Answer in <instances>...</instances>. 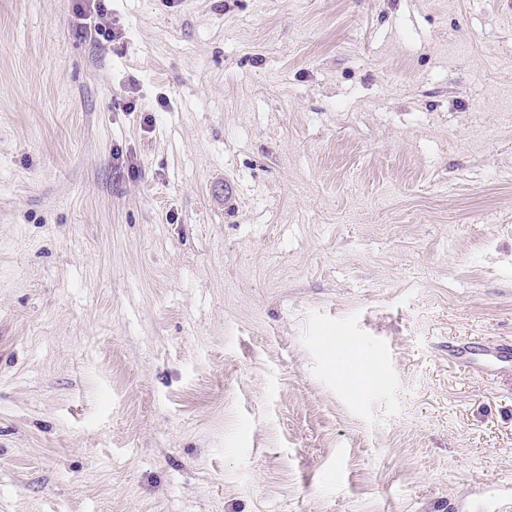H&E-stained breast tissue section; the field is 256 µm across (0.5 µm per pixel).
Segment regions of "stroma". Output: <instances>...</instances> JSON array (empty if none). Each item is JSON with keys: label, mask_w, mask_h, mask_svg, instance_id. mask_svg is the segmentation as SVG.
<instances>
[{"label": "stroma", "mask_w": 512, "mask_h": 512, "mask_svg": "<svg viewBox=\"0 0 512 512\" xmlns=\"http://www.w3.org/2000/svg\"><path fill=\"white\" fill-rule=\"evenodd\" d=\"M79 4L0 0V512H495L512 0ZM103 2L104 1L102 0H87L86 6L89 14L85 8H81L78 13V19L83 22L78 23L76 27V31L79 36L87 37L89 35L90 38H92L93 32L95 36L102 37L105 40L111 39L114 36L115 33L112 32V28L107 27L100 22L94 21L92 28V13H95L100 19L107 15L106 5ZM451 348V349H450ZM455 359L487 375L512 373V344H488L483 341L463 347L448 346Z\"/></svg>", "instance_id": "stroma-1"}]
</instances>
